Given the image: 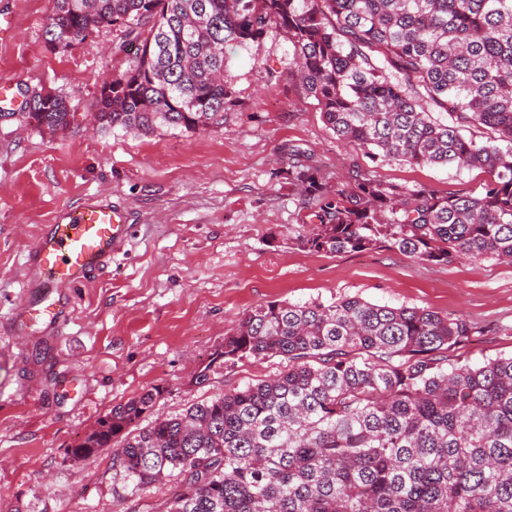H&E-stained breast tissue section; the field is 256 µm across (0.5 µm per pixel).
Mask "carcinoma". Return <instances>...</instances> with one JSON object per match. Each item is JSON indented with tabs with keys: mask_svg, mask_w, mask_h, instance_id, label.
<instances>
[{
	"mask_svg": "<svg viewBox=\"0 0 512 512\" xmlns=\"http://www.w3.org/2000/svg\"><path fill=\"white\" fill-rule=\"evenodd\" d=\"M44 31L68 51L103 28L133 55L100 93L103 128L150 134L224 126L237 102L225 49L283 31L297 75L336 138L373 160L479 168L478 195L386 186L358 169L315 201L305 248L386 243L421 261L512 262V0H52ZM56 133L68 101L21 113ZM491 130L478 141L466 127ZM479 328L427 308L346 297L268 302L224 336V362L286 370L140 426L160 390L115 406L71 459L113 448L124 493L176 481L164 512H512V355L444 367Z\"/></svg>",
	"mask_w": 512,
	"mask_h": 512,
	"instance_id": "cac0c4a2",
	"label": "carcinoma"
}]
</instances>
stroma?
<instances>
[{
    "instance_id": "obj_1",
    "label": "stroma",
    "mask_w": 512,
    "mask_h": 512,
    "mask_svg": "<svg viewBox=\"0 0 512 512\" xmlns=\"http://www.w3.org/2000/svg\"><path fill=\"white\" fill-rule=\"evenodd\" d=\"M52 7L0 0L11 23L0 81L11 82L18 103L50 90L73 112L55 135L0 117V512H160L169 483L118 503L112 449L75 461L69 448L146 390L161 391L141 418L148 425L284 371L278 357L216 358L225 334L268 302L358 297L428 308L479 327L461 351L470 362L512 354V264L435 265L382 245L304 248L313 205L288 181L292 163L317 167L331 184L357 164L387 185L477 194L487 173L374 161L342 144L298 81L280 32L227 48L237 103L223 128L146 136L98 128L101 86L129 64L113 51L120 33L104 28L68 52L51 50ZM89 195L125 207L131 236L109 269L67 295L60 325L28 333L16 314L26 258L41 228ZM203 369L209 379L196 384Z\"/></svg>"
}]
</instances>
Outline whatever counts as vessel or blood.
<instances>
[{
  "label": "vessel or blood",
  "instance_id": "obj_1",
  "mask_svg": "<svg viewBox=\"0 0 512 512\" xmlns=\"http://www.w3.org/2000/svg\"><path fill=\"white\" fill-rule=\"evenodd\" d=\"M128 235L125 209L94 196L58 213L25 263L20 315L26 327L35 333L58 324L69 289L108 268Z\"/></svg>",
  "mask_w": 512,
  "mask_h": 512
}]
</instances>
